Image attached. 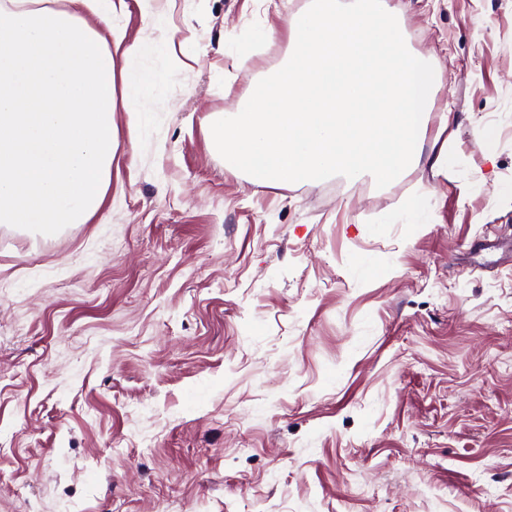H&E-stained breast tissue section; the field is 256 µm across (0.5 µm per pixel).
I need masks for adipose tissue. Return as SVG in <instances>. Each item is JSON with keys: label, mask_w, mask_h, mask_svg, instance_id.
I'll return each instance as SVG.
<instances>
[{"label": "adipose tissue", "mask_w": 512, "mask_h": 512, "mask_svg": "<svg viewBox=\"0 0 512 512\" xmlns=\"http://www.w3.org/2000/svg\"><path fill=\"white\" fill-rule=\"evenodd\" d=\"M111 17L112 0L0 8V224L50 231L101 207L115 62L96 26Z\"/></svg>", "instance_id": "1"}]
</instances>
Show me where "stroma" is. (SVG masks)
<instances>
[{
    "instance_id": "stroma-1",
    "label": "stroma",
    "mask_w": 512,
    "mask_h": 512,
    "mask_svg": "<svg viewBox=\"0 0 512 512\" xmlns=\"http://www.w3.org/2000/svg\"><path fill=\"white\" fill-rule=\"evenodd\" d=\"M112 2L102 206L0 224V512H512V0H386L449 168L381 189L210 145L311 0Z\"/></svg>"
}]
</instances>
